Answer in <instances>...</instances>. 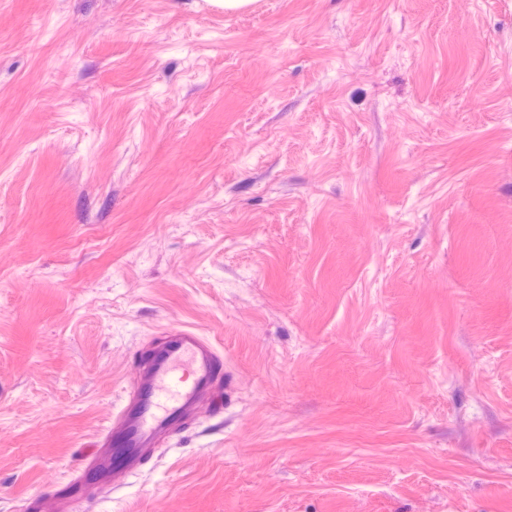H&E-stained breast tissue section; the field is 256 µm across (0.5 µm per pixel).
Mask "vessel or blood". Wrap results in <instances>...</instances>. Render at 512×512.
<instances>
[{
    "label": "vessel or blood",
    "instance_id": "1",
    "mask_svg": "<svg viewBox=\"0 0 512 512\" xmlns=\"http://www.w3.org/2000/svg\"><path fill=\"white\" fill-rule=\"evenodd\" d=\"M221 355L208 338L169 330L141 358L110 425L82 458L72 489L30 501L37 512H78L82 491L129 483L187 421L224 405Z\"/></svg>",
    "mask_w": 512,
    "mask_h": 512
}]
</instances>
